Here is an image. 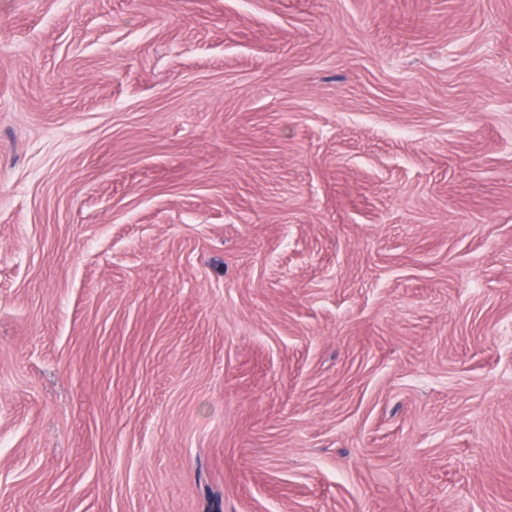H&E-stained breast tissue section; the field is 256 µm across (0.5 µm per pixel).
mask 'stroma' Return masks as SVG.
<instances>
[{
    "mask_svg": "<svg viewBox=\"0 0 512 512\" xmlns=\"http://www.w3.org/2000/svg\"><path fill=\"white\" fill-rule=\"evenodd\" d=\"M0 512H512V0H0Z\"/></svg>",
    "mask_w": 512,
    "mask_h": 512,
    "instance_id": "stroma-1",
    "label": "stroma"
}]
</instances>
